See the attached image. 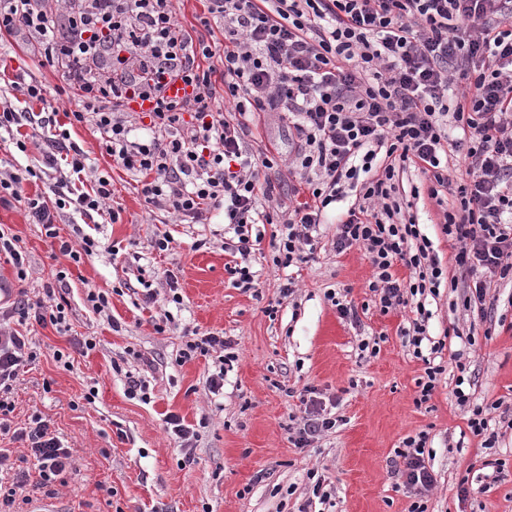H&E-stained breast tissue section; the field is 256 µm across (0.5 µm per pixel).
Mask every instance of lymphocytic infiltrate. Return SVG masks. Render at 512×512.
<instances>
[{
	"label": "lymphocytic infiltrate",
	"instance_id": "1",
	"mask_svg": "<svg viewBox=\"0 0 512 512\" xmlns=\"http://www.w3.org/2000/svg\"><path fill=\"white\" fill-rule=\"evenodd\" d=\"M43 0H0V37L26 44L42 62L61 66L76 102L65 119L17 109L0 93V130L27 152L33 130H46L41 163L0 171V203L19 198L23 183L56 172L51 197L35 195L27 207L59 252L80 264L96 242L60 238L56 217L70 209L117 223L112 177L95 174L89 190L75 191L87 152L71 139L72 123L90 125L99 147L139 175L149 205L187 224H203L211 211L234 227L240 261L230 267L242 288L254 286L247 261L257 245L248 227L276 224L275 266L311 259L314 233L326 210L358 191L336 222V250L362 247L373 267L372 292L381 313L414 307L411 344L423 358L416 404L432 396L445 367L442 345L423 354L424 304L411 297L439 288L444 270L415 217L396 200V178L413 168L429 182L428 195L451 191L443 234L456 240L458 269L470 284L462 305L484 311L492 279L512 281V0H206L191 35L176 18L174 0H67L66 19L44 10ZM179 79L191 96L171 99ZM153 101L149 133L134 136L129 98ZM272 112L296 137L288 173L297 178L295 204L274 208L279 187L269 171L271 149L249 152L250 121ZM453 151L462 170L449 175ZM271 210L260 209V202ZM412 276L403 283L395 264ZM216 354L210 392L224 387L237 359L232 344L212 333L185 341L182 361ZM35 357L23 336L0 327V437L25 443L42 484L71 467L72 452L49 419L33 413L13 427L15 383ZM304 415L294 432L297 448L334 429L337 420L304 388ZM427 432L407 436L395 455L414 500L408 512H427L434 477L425 463Z\"/></svg>",
	"mask_w": 512,
	"mask_h": 512
}]
</instances>
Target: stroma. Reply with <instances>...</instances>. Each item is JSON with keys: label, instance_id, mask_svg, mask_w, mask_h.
<instances>
[{"label": "stroma", "instance_id": "1", "mask_svg": "<svg viewBox=\"0 0 512 512\" xmlns=\"http://www.w3.org/2000/svg\"><path fill=\"white\" fill-rule=\"evenodd\" d=\"M30 69L48 89L33 111L75 110L74 100L56 92L64 83L62 69L35 67L22 44L0 56V86ZM71 137L91 150L98 171L111 175L112 205L121 218L109 224L60 212L61 236L77 226L101 248L70 268L66 287H56L69 304L68 329L31 319L17 327L37 357L19 376L13 421L24 424L36 411L51 418L73 450V466L65 483L31 489L29 501L16 502L14 512H33L41 503L57 512H298L306 503L310 512H407L413 496L397 474L401 460L394 450L421 431L428 434L426 464L435 478L428 512H512V429L497 424V446L482 448L452 395L462 376L474 402L499 400L512 408V283L491 282L487 298L498 301L507 324L485 336L486 322L462 306L463 288L450 285L461 277L453 261L458 244L442 234L441 209L421 174H400L399 198L417 216L449 281L438 296L423 298L430 318L422 346L444 341L447 370L430 400L419 405L417 383L425 364L414 357L406 336L413 315L403 308L380 313L363 250L355 246L340 253L334 246V214L319 227L312 259L289 268L272 262L275 225H260L263 238L250 262L258 286L245 290L227 270L235 258L225 245L234 232L223 212H212L206 224H183L150 211L135 176L97 152L90 126L74 124ZM52 182L47 175L24 184L21 200L0 204V227L18 236L28 270L22 282L11 264L0 261V279L17 293L54 285L56 270L66 264L32 223L26 204L28 197L48 194ZM164 234L172 243L161 254L153 243ZM168 270L178 279L177 292L164 286ZM289 280L295 292L280 298L279 287ZM149 286L157 293L150 305L144 302ZM91 288L108 293L105 312L87 303ZM331 292L355 305L357 320L340 317L327 298ZM175 294L181 303H172ZM273 301L278 307L270 316L265 309ZM164 315L169 322L160 333L155 324ZM195 331L230 340L238 354L220 394L206 385L212 357L179 360L187 335ZM467 334L474 345L465 344ZM83 336L96 337L94 350L74 349V340ZM373 339L376 353L360 351L361 341ZM58 350L70 354L72 369L56 362ZM458 352L466 366L462 372L454 364ZM131 375L146 381L149 402L128 396ZM307 386L333 406L338 423L299 449L290 426L303 412L298 395ZM91 388L98 396L89 404L83 395ZM170 412L201 428L192 462H185L178 440L166 431ZM496 458L503 470L497 478L485 477L482 461ZM312 470L326 480L327 503L309 500Z\"/></svg>", "mask_w": 512, "mask_h": 512}]
</instances>
